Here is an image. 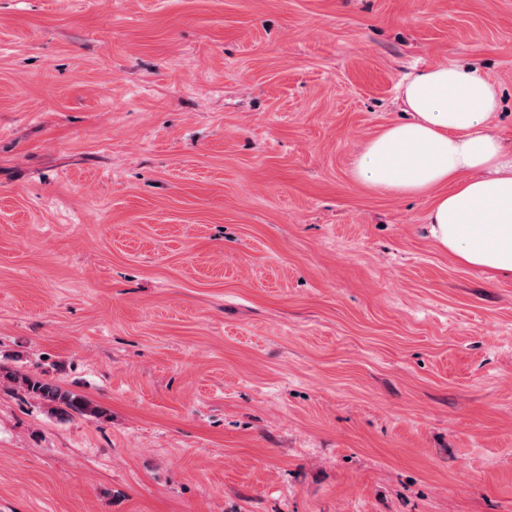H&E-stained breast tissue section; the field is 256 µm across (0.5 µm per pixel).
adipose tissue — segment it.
Returning <instances> with one entry per match:
<instances>
[{
    "label": "adipose tissue",
    "instance_id": "adipose-tissue-1",
    "mask_svg": "<svg viewBox=\"0 0 512 512\" xmlns=\"http://www.w3.org/2000/svg\"><path fill=\"white\" fill-rule=\"evenodd\" d=\"M411 117L368 141L354 178L396 195L437 190L427 216L434 240L461 265L512 275V142L493 131L495 85L440 65L400 87Z\"/></svg>",
    "mask_w": 512,
    "mask_h": 512
}]
</instances>
